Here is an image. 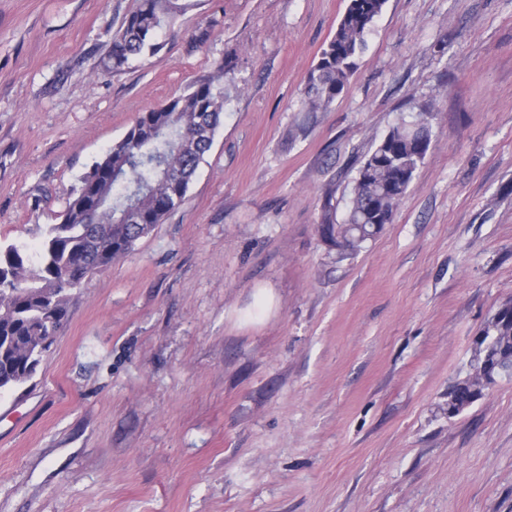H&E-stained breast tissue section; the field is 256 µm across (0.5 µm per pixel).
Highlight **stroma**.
<instances>
[{"label": "stroma", "instance_id": "obj_1", "mask_svg": "<svg viewBox=\"0 0 512 512\" xmlns=\"http://www.w3.org/2000/svg\"><path fill=\"white\" fill-rule=\"evenodd\" d=\"M106 68L138 0H0V242L32 245L137 116L210 78L224 118L182 203L89 274L0 394V512H512V378L448 390L512 299V0H386L343 92L303 90L348 0H178ZM432 142L353 253L365 155ZM417 114L413 121L390 128L368 152L354 180L343 224H336L331 201L324 202L319 232L338 249L355 251L385 224H392L431 145L432 109L425 106Z\"/></svg>", "mask_w": 512, "mask_h": 512}]
</instances>
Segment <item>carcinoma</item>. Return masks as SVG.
<instances>
[{"mask_svg": "<svg viewBox=\"0 0 512 512\" xmlns=\"http://www.w3.org/2000/svg\"><path fill=\"white\" fill-rule=\"evenodd\" d=\"M386 0H349L336 31L322 50L304 89L307 110L321 112L344 89L355 59ZM178 9L175 0H139L112 41L110 62L155 53L162 20ZM231 70L225 60L217 74L140 115L126 134L80 178L61 221L49 224L34 253L25 246L0 245V392L24 386L54 342L68 314L71 293L88 273L108 268L136 242L163 223L186 196L201 161L211 149L224 109L216 85ZM432 109L402 121L371 148L358 170L347 218L338 224L331 200L322 208L319 232L343 251H354L393 222L395 211L431 145ZM178 174L165 178V170ZM138 221L126 223L125 206ZM80 277H70L68 272ZM498 366H512V300L485 327ZM471 375L451 386L460 407L472 404Z\"/></svg>", "mask_w": 512, "mask_h": 512, "instance_id": "obj_1", "label": "carcinoma"}]
</instances>
